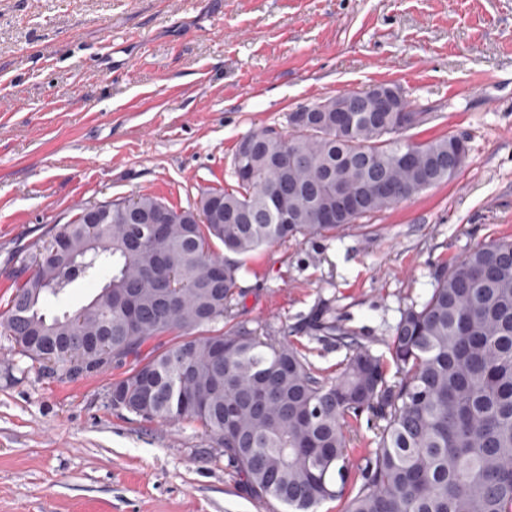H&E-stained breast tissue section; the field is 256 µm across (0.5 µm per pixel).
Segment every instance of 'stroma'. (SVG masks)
Returning <instances> with one entry per match:
<instances>
[{
	"label": "stroma",
	"mask_w": 512,
	"mask_h": 512,
	"mask_svg": "<svg viewBox=\"0 0 512 512\" xmlns=\"http://www.w3.org/2000/svg\"><path fill=\"white\" fill-rule=\"evenodd\" d=\"M400 88L419 140L466 137L455 180L243 261L239 319L311 366L387 355L439 266L512 237V0H0V310L24 248L78 206L136 194L179 209L233 187L239 140L339 93ZM115 368L69 380L0 331V512H286L254 498L188 422L108 400Z\"/></svg>",
	"instance_id": "35a3bbf8"
}]
</instances>
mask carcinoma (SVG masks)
Segmentation results:
<instances>
[{
	"mask_svg": "<svg viewBox=\"0 0 512 512\" xmlns=\"http://www.w3.org/2000/svg\"><path fill=\"white\" fill-rule=\"evenodd\" d=\"M338 98L359 109L351 126L319 112L316 125L286 135L252 129L237 148L256 150L233 158L245 170L236 186L201 194L193 210L140 194L112 202L96 224L77 213L29 253L31 274L0 328L21 355L70 379L128 367L112 383L124 391L112 409L199 425L244 486L287 512L326 501L338 512H512V239L437 269L430 296L403 310L389 364L354 340L343 370L324 376L286 337L217 328L241 288L238 262L215 244L246 257L297 235L331 236L466 164L451 151L457 135H408L425 113L384 112L369 91ZM281 192L291 224L276 220ZM161 208L166 229L153 235ZM318 210L332 219L315 222ZM78 282L112 289V307L91 301L47 319L45 303ZM130 296L134 325L123 314ZM173 332L180 340H162ZM365 413L385 425L351 477L350 432Z\"/></svg>",
	"mask_w": 512,
	"mask_h": 512,
	"instance_id": "1",
	"label": "carcinoma"
}]
</instances>
